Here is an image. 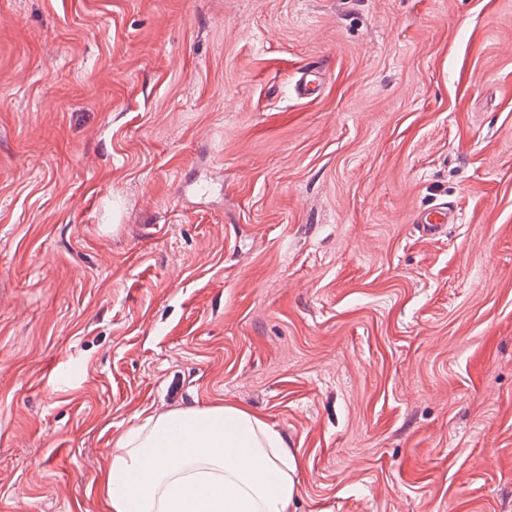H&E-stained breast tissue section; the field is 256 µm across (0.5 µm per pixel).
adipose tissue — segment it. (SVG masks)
<instances>
[{"label":"adipose tissue","instance_id":"obj_1","mask_svg":"<svg viewBox=\"0 0 512 512\" xmlns=\"http://www.w3.org/2000/svg\"><path fill=\"white\" fill-rule=\"evenodd\" d=\"M299 469L260 416L212 404L140 413L99 484L106 512H290Z\"/></svg>","mask_w":512,"mask_h":512}]
</instances>
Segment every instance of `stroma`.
Listing matches in <instances>:
<instances>
[{"instance_id": "obj_1", "label": "stroma", "mask_w": 512, "mask_h": 512, "mask_svg": "<svg viewBox=\"0 0 512 512\" xmlns=\"http://www.w3.org/2000/svg\"><path fill=\"white\" fill-rule=\"evenodd\" d=\"M217 403L292 512H512V0H0V512ZM300 74L294 86L295 93L299 98H311L323 74V65L307 67ZM457 219V211L453 205L442 203L435 209L420 212L415 216V224H421L425 235L435 236L441 233L444 224H452Z\"/></svg>"}]
</instances>
